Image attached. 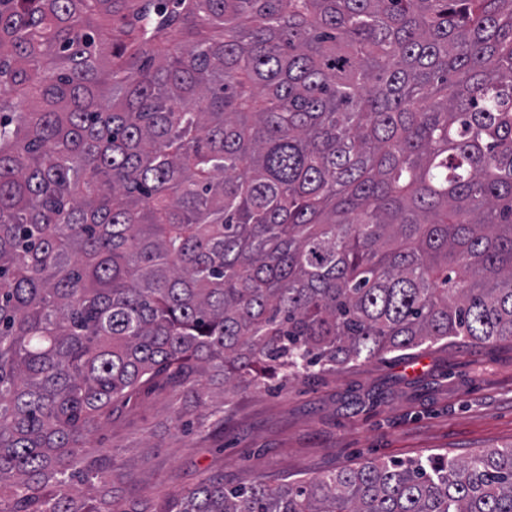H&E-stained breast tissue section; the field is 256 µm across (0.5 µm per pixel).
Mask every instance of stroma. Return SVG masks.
I'll list each match as a JSON object with an SVG mask.
<instances>
[{
    "label": "stroma",
    "instance_id": "stroma-1",
    "mask_svg": "<svg viewBox=\"0 0 512 512\" xmlns=\"http://www.w3.org/2000/svg\"><path fill=\"white\" fill-rule=\"evenodd\" d=\"M172 399L138 400L91 441L131 464L128 500L191 488L203 470L229 485L292 482L372 460L512 445V340H441L269 390L239 389L217 435L174 428L165 410Z\"/></svg>",
    "mask_w": 512,
    "mask_h": 512
}]
</instances>
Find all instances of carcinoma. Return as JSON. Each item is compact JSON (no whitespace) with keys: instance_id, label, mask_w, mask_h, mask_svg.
<instances>
[{"instance_id":"cac0c4a2","label":"carcinoma","mask_w":512,"mask_h":512,"mask_svg":"<svg viewBox=\"0 0 512 512\" xmlns=\"http://www.w3.org/2000/svg\"><path fill=\"white\" fill-rule=\"evenodd\" d=\"M512 340V0H0V512H512V447L115 498L90 437Z\"/></svg>"}]
</instances>
